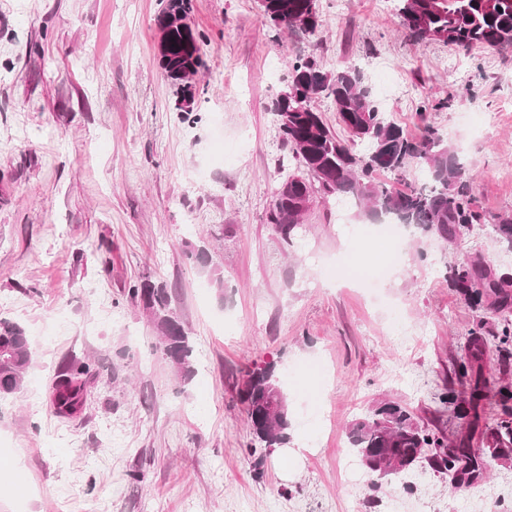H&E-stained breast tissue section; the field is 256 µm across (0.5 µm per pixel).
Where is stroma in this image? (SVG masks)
<instances>
[{"instance_id": "35a3bbf8", "label": "stroma", "mask_w": 512, "mask_h": 512, "mask_svg": "<svg viewBox=\"0 0 512 512\" xmlns=\"http://www.w3.org/2000/svg\"><path fill=\"white\" fill-rule=\"evenodd\" d=\"M163 5L0 0V318L26 329L34 355L0 399V512H392L400 498L460 512L447 475L425 463L348 490L341 454L378 400H400L437 434L448 424L435 394L466 392L452 362L481 316L448 270L479 255L512 274L491 224L512 216V49L411 39L390 0H317L313 35L271 26L260 0H192L206 66L191 124L158 64ZM309 55L360 68L407 135L428 123L462 149L486 219L450 243L405 228L376 300L340 275L385 255L376 224L343 200L316 199L288 241L265 221L288 176L270 107L289 60ZM202 246L206 268L189 257ZM146 278L174 289L191 382L129 295ZM481 318L486 373L512 383L497 318ZM71 362L91 375L81 413L63 418L53 384ZM269 362L288 402V442L275 448L253 438L237 399ZM396 365L405 380L391 378ZM306 395L326 417L304 419Z\"/></svg>"}]
</instances>
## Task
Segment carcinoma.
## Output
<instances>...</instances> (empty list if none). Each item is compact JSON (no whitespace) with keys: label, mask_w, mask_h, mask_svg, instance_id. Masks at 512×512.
<instances>
[{"label":"carcinoma","mask_w":512,"mask_h":512,"mask_svg":"<svg viewBox=\"0 0 512 512\" xmlns=\"http://www.w3.org/2000/svg\"><path fill=\"white\" fill-rule=\"evenodd\" d=\"M311 0H262L264 18L277 28L294 29ZM402 25L415 40H439L464 51L474 48H512V0H393ZM190 0H167L157 16L166 37L160 67L173 94H184L176 106L182 119H190L194 92L182 90L180 74L201 70V35L187 23ZM288 87L294 94L278 95L273 112L297 172L277 189L266 213L267 223L289 238L302 223L301 202L309 194L323 199L347 197L372 219L389 217L396 224L415 226L451 242L463 229L482 223L475 209L471 177L461 152L445 142L438 129L427 124L420 137L411 138L375 102L361 72L352 66L326 71L313 57L297 58L289 67ZM332 99L338 122L348 134L343 139L324 121L313 102ZM363 149L358 150L356 146ZM412 163L421 165L425 182L401 191L378 178L387 173L401 179ZM500 241L512 248V216L494 224ZM450 284L465 300L498 315L497 348L512 345V275L489 281L488 265L476 256L451 269ZM152 317L158 344L188 382L195 373L193 345L170 308L171 289L165 283L145 280L131 289ZM484 323L478 322L459 347L455 374L469 386L466 396L448 389L437 395L439 412L448 421L466 419L484 423L483 447L473 449L463 439H444L416 427L409 409L397 401H381L356 421L349 432L350 449L372 472L401 474L416 465L428 450L432 467L448 474L455 491L479 485L487 460H512V385L491 391L482 374L487 352ZM32 361L29 336L17 322L0 319V396L19 390ZM87 363H71L60 371L53 388V407L62 417L81 409L83 377ZM244 405L252 435L267 448L288 439V408L275 366L248 372L247 387L237 393Z\"/></svg>","instance_id":"carcinoma-1"}]
</instances>
